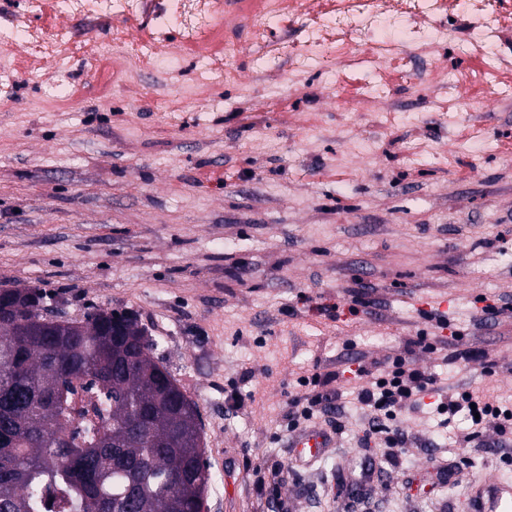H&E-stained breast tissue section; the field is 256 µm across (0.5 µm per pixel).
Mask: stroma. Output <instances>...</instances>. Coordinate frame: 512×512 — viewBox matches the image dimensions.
Segmentation results:
<instances>
[{
	"label": "stroma",
	"instance_id": "stroma-1",
	"mask_svg": "<svg viewBox=\"0 0 512 512\" xmlns=\"http://www.w3.org/2000/svg\"><path fill=\"white\" fill-rule=\"evenodd\" d=\"M72 27L61 67L0 81V289H37L66 319L137 314L199 405L221 480L207 512H469L474 483L512 478L499 451L450 443L465 417L438 428L426 406L399 421L432 430L431 452L366 447L352 413L316 463L293 464L288 446L289 401L344 354L395 357L421 335L458 333L465 382L512 394V311L481 322L512 292V96L494 97L479 60L451 92L405 51L391 110L368 112L359 70L300 77L285 58L264 74L241 55L238 84L189 99L191 58L172 78L147 60L106 106L78 93L106 69L84 22ZM58 85L72 94L53 106ZM481 134L493 148L479 154ZM368 455L385 471L361 495L350 475Z\"/></svg>",
	"mask_w": 512,
	"mask_h": 512
}]
</instances>
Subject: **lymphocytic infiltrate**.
<instances>
[{
    "label": "lymphocytic infiltrate",
    "instance_id": "lymphocytic-infiltrate-1",
    "mask_svg": "<svg viewBox=\"0 0 512 512\" xmlns=\"http://www.w3.org/2000/svg\"><path fill=\"white\" fill-rule=\"evenodd\" d=\"M347 363L356 367L355 384L349 396L331 397L322 392L311 398V406L324 416L343 414L347 405H354L362 415L361 430L365 439L375 440L386 448H404L416 444L434 447V439L423 432H412L396 426L398 413L418 409L421 397L436 398V411L456 416L477 411V418L461 437L463 443L478 442L488 448L512 446V406L499 395L484 390L457 391L442 385L440 377L427 368L417 367L412 358L396 356L390 360L387 374L370 376L362 366L361 356H347Z\"/></svg>",
    "mask_w": 512,
    "mask_h": 512
}]
</instances>
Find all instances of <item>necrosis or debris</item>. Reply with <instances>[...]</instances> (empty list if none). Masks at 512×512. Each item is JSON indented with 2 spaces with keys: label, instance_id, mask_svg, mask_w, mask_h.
Returning a JSON list of instances; mask_svg holds the SVG:
<instances>
[{
  "label": "necrosis or debris",
  "instance_id": "4bbe7bcc",
  "mask_svg": "<svg viewBox=\"0 0 512 512\" xmlns=\"http://www.w3.org/2000/svg\"><path fill=\"white\" fill-rule=\"evenodd\" d=\"M219 0H52L58 17H76L87 34L131 17L153 27L156 38L145 45L157 71L179 70L184 46H192L201 79H208L217 56L232 57L247 49L256 70L264 71L284 52L285 43L270 42L284 21L303 27L305 48L292 60L299 69L316 68L335 74L338 67L356 66L377 73L406 49L433 60L432 74L449 89H457L459 71L439 60L441 49L480 57L487 70L500 76L512 72V55L501 49L512 31V0H330L317 10L314 0H265L259 24L240 44L214 37ZM74 36L64 26L50 28L27 0H15L0 15V46L22 43L33 48V67L64 59Z\"/></svg>",
  "mask_w": 512,
  "mask_h": 512
}]
</instances>
